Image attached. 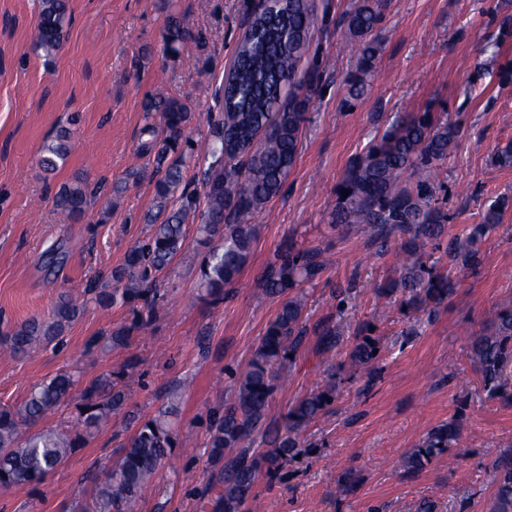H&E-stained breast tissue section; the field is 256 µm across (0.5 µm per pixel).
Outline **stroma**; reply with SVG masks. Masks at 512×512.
Wrapping results in <instances>:
<instances>
[{
  "label": "stroma",
  "mask_w": 512,
  "mask_h": 512,
  "mask_svg": "<svg viewBox=\"0 0 512 512\" xmlns=\"http://www.w3.org/2000/svg\"><path fill=\"white\" fill-rule=\"evenodd\" d=\"M256 0H68L61 49L37 48L39 0H0V330L44 318L59 293L82 297L88 280L120 266L149 232L153 172L139 153L151 96L184 102L191 139L208 132L199 113L215 111V91ZM358 0H313L328 14L298 68L307 82L314 61L322 93L315 96L302 148L281 194L259 213L252 253L222 301L201 297L205 248L195 224L185 251L158 277L164 303L128 346L86 353L97 335L131 320L129 306L88 305L60 342L18 358L0 351V405H20L33 385L71 370L83 381L119 369L130 358L122 412L36 487L0 489V512H71L141 420L178 396L179 434L186 453L166 462L143 492L136 512H204L220 468L205 442L209 412L233 396L282 300L266 295L260 275L290 238L321 250L326 269L304 286L305 320L314 325L336 308V291L355 283L351 324L369 323L379 339L374 379L333 372L307 335L288 377L274 392L269 421L282 424L289 405L337 374L340 394L330 412L303 434L314 447L275 477L260 476V512H414L436 502L437 512H498L485 473L512 455V403L485 399L468 356L470 334L488 328L512 304V210L482 243L477 275L465 280L446 307L414 319L400 296L376 298L380 282L398 276L391 239L386 253L357 232L329 225L336 187L349 163L396 116L429 110L459 121L456 146L442 166L451 219L447 238L479 223L484 204L512 194V168L492 165L495 149L512 141V82L501 83L500 60L512 59V0H385L383 51L367 92L348 101L346 79L356 71L339 21ZM191 36L178 52L165 44L169 15ZM71 127L70 156L56 173L38 165L43 147ZM86 174L106 190L82 220H63L55 193ZM62 255L47 270L50 255ZM416 336H409L410 328ZM456 421L457 448L421 471L405 457L438 425ZM351 474L354 491L341 487Z\"/></svg>",
  "instance_id": "stroma-1"
}]
</instances>
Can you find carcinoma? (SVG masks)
<instances>
[{
	"label": "carcinoma",
	"instance_id": "cac0c4a2",
	"mask_svg": "<svg viewBox=\"0 0 512 512\" xmlns=\"http://www.w3.org/2000/svg\"><path fill=\"white\" fill-rule=\"evenodd\" d=\"M67 0H40L38 48L53 56L64 40ZM383 15L379 0H360L344 18L346 36L358 55L360 72L368 74L382 50L377 35ZM317 26L310 0H268L253 11L235 47L224 83L216 92L221 119L206 117V151L212 158L203 173L204 192L188 190L184 180L194 149H180L190 113L175 98L150 97L146 116L157 112L162 128L145 124L141 153L153 156L156 212L148 218L150 233L126 253L121 267L108 279L122 285L121 293L91 283L84 290L88 299L77 301L62 292L48 317L30 319L10 329L3 342L15 356L26 355L43 344L59 339L84 311L87 301L109 307L115 297L132 307L130 325L92 341L104 349L121 347L131 335L156 318L157 275L178 257L186 245L185 224L198 223L197 232L208 251L199 267V288L213 300L224 298L247 263L257 227L254 215L278 196L288 179L302 145L311 96L319 83L314 68L305 85L290 90L298 61L307 53ZM190 33L171 17L170 48ZM458 126L437 115L407 112L397 117L365 152L355 158L342 177L330 223L354 226L367 233L375 245L400 239V277L376 287L389 297L402 294L403 306L414 314L434 313L447 305L457 287L480 265L481 243L512 208V197L502 195L484 205L482 220L471 225L468 235L448 241L445 254L450 267L432 260L428 246L439 248L448 223L446 201L440 197L443 184L439 170L455 147ZM71 132L60 128L43 149L40 166L52 173L71 151ZM348 190L350 194L342 195ZM93 193L84 179L64 184L56 193V206L67 218L78 220L91 205ZM325 269L317 248H303L291 239L271 258L261 275L265 294L284 296L253 353L249 369L241 375L233 400L214 413L207 425L210 458L222 464L216 484L221 486L211 500V512H252L256 508L254 487L261 475L278 472L299 454L300 432L326 414L339 394V381L325 383L294 402L285 426L268 421L270 403L277 387L276 370L293 363L303 343V284L315 281ZM338 292L336 315L313 327L316 354L330 355L343 345L340 320L345 296ZM347 347L341 366L351 374L372 381L377 376L379 341L372 327L359 324ZM469 357L479 375L486 398L512 399V306L500 311L489 328L475 333ZM135 361L86 385L81 393L77 421L68 429H33L79 382V375L62 372L35 386L17 407H0V488L38 484L77 449L107 425L126 402L122 382ZM179 407L170 402L154 416L140 422L121 445L112 472L96 483L88 498L77 502L73 512H132L143 489L151 485L164 460L182 447L176 429ZM262 436L268 450L251 454L249 447ZM460 430L451 420L434 428L404 461L409 471L423 469L434 458L459 445ZM496 489L500 512H512V464L489 474Z\"/></svg>",
	"mask_w": 512,
	"mask_h": 512
}]
</instances>
